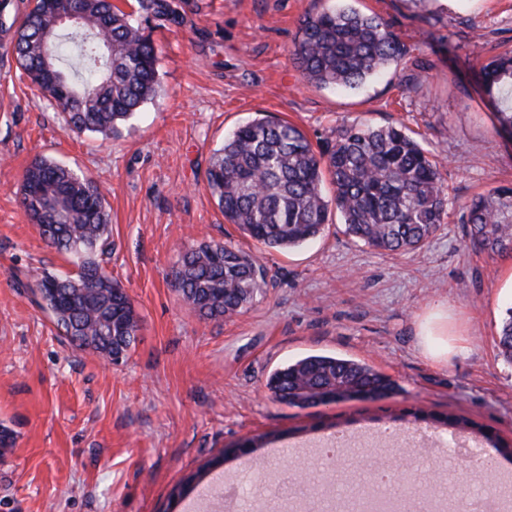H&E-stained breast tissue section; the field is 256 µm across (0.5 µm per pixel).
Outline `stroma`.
Here are the masks:
<instances>
[{"label":"stroma","instance_id":"stroma-1","mask_svg":"<svg viewBox=\"0 0 512 512\" xmlns=\"http://www.w3.org/2000/svg\"><path fill=\"white\" fill-rule=\"evenodd\" d=\"M345 0H197L185 26L153 31L158 92L109 139L71 132L48 97L0 47V512H187L212 484L269 479L268 451L292 447L290 468L320 464V439L358 440L340 474L388 458L394 482L421 468L452 474V500L476 479L444 457L419 465L411 410L462 415L512 441V364L496 336L512 305V256L472 249L460 204L512 187V140L497 131L479 70L512 50V0H346L376 13L407 47L353 90L308 83L291 56L301 20ZM298 126L314 149L353 124L405 126L440 166L448 218L422 248L377 251L333 217L317 239L291 250L257 244L224 215L206 183L215 150L258 114ZM39 155L94 179L112 224L106 270L140 318L135 346L113 364L60 336L31 288L42 272L71 271L20 204L22 174ZM224 242L253 255L263 283L230 318L203 319L172 285L181 250ZM447 309L468 350L445 363L439 336L420 327ZM312 354L373 366L395 385L379 400L291 407L270 375ZM396 430L381 446L383 427ZM250 446L249 454L239 449ZM191 481L185 498L175 486Z\"/></svg>","mask_w":512,"mask_h":512}]
</instances>
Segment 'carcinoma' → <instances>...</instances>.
Here are the masks:
<instances>
[{
    "label": "carcinoma",
    "instance_id": "1",
    "mask_svg": "<svg viewBox=\"0 0 512 512\" xmlns=\"http://www.w3.org/2000/svg\"><path fill=\"white\" fill-rule=\"evenodd\" d=\"M129 13L114 0H0V32L22 73L48 93L70 129L103 137L157 94V48L146 29L186 22L189 0H132ZM407 49L376 14L344 6L306 16L292 55L317 86L353 89L378 70L398 64ZM482 82L498 100V128L512 134V54L483 68ZM330 178L333 197L323 194ZM206 180L224 219L257 243L300 247L319 237L329 206L345 234L370 248L404 252L425 246L448 217V192L436 160L403 127L350 125L316 154L304 132L286 121L256 117L238 127L210 161ZM105 195L92 178L37 156L22 175L21 205L45 242L68 254L74 274L45 272L33 294L68 342L108 361L126 359L140 319L121 284L102 266L111 253ZM461 223L471 247L490 257L512 254V188L496 187L465 202ZM182 301L203 319L241 313L261 288L253 257L226 243L182 251L172 270ZM498 348L512 363V306L505 309ZM335 384L336 401L364 393L386 396L391 380L354 360L310 355L276 371L267 387L285 404L305 407ZM436 427L476 431L503 456L512 447L489 429L459 416L412 413Z\"/></svg>",
    "mask_w": 512,
    "mask_h": 512
}]
</instances>
